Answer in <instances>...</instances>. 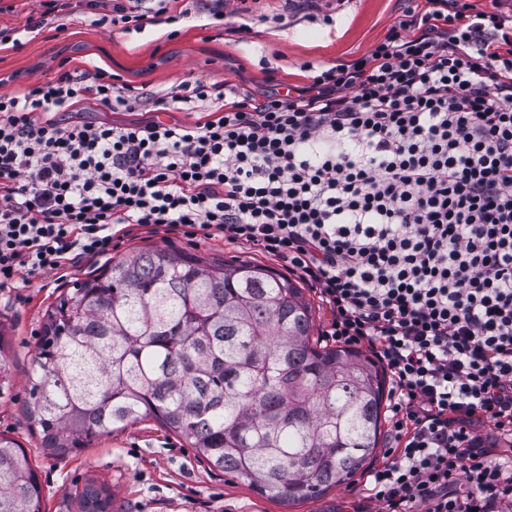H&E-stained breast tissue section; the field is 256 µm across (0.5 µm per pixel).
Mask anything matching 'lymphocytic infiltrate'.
<instances>
[{"instance_id": "1", "label": "lymphocytic infiltrate", "mask_w": 512, "mask_h": 512, "mask_svg": "<svg viewBox=\"0 0 512 512\" xmlns=\"http://www.w3.org/2000/svg\"><path fill=\"white\" fill-rule=\"evenodd\" d=\"M145 0H42L127 33ZM424 0L351 63L255 103L186 81L170 97L101 68L0 92V288L107 254L119 228L259 247L313 283L330 334L391 375L400 445L370 474L378 512H512V10ZM216 104L194 124L114 127L76 104ZM69 113L60 123L57 112Z\"/></svg>"}]
</instances>
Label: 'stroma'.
I'll return each mask as SVG.
<instances>
[{
    "instance_id": "stroma-1",
    "label": "stroma",
    "mask_w": 512,
    "mask_h": 512,
    "mask_svg": "<svg viewBox=\"0 0 512 512\" xmlns=\"http://www.w3.org/2000/svg\"><path fill=\"white\" fill-rule=\"evenodd\" d=\"M411 0H248L246 15L217 27L216 0H195L179 34L168 38L151 25L127 34L98 25L84 12L49 23L36 37L0 44V85L25 90L34 80L54 78L60 64L71 69L96 65L137 91L158 97L186 80L225 84L227 89L263 99L273 92L306 86L309 66L332 67L370 50L410 7ZM210 102L195 101L162 113L152 107L110 110L93 101L80 103L82 116L114 126L158 119L191 124L206 116ZM166 247L209 258L254 263L284 271L266 252L221 237L195 238L182 229L130 226L114 239L109 260L139 249ZM85 260L61 274H20L13 287L0 288V317L12 326L8 362L12 389L0 398V434L26 450L41 482L42 512H79L78 495L87 484L106 488L110 512H356L367 494L366 473L350 484L292 506L263 496L229 473L219 471L175 434L152 419L129 424L100 437L91 447L61 456L42 448L29 432L22 409L30 400L37 342L47 307L63 291L102 265Z\"/></svg>"
}]
</instances>
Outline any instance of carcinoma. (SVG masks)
Here are the masks:
<instances>
[{
    "instance_id": "cac0c4a2",
    "label": "carcinoma",
    "mask_w": 512,
    "mask_h": 512,
    "mask_svg": "<svg viewBox=\"0 0 512 512\" xmlns=\"http://www.w3.org/2000/svg\"><path fill=\"white\" fill-rule=\"evenodd\" d=\"M0 325V396L11 388ZM296 283L266 266L147 248L45 313L25 415L60 454L151 417L214 468L282 502L348 483L375 452L386 374L311 341ZM92 484L82 512H107ZM0 512H42L26 451L0 436Z\"/></svg>"
}]
</instances>
